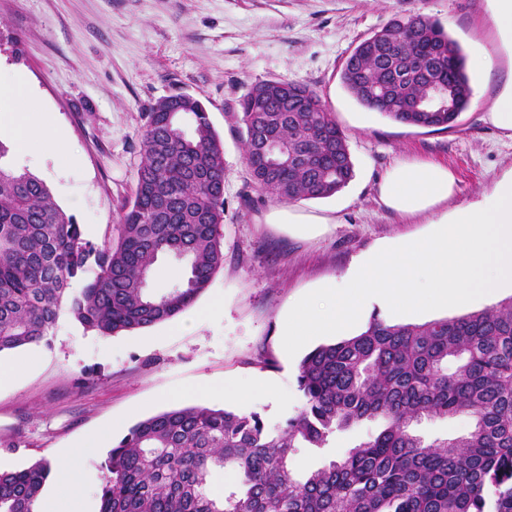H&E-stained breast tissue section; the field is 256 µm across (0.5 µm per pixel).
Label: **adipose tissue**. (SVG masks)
I'll use <instances>...</instances> for the list:
<instances>
[{
  "label": "adipose tissue",
  "mask_w": 512,
  "mask_h": 512,
  "mask_svg": "<svg viewBox=\"0 0 512 512\" xmlns=\"http://www.w3.org/2000/svg\"><path fill=\"white\" fill-rule=\"evenodd\" d=\"M15 144L27 152L31 143L40 141L47 152L55 154L60 142L51 131V118L45 112H16L11 118ZM456 193V177L443 165L405 160L394 165L378 184V199L397 214L416 217L433 214Z\"/></svg>",
  "instance_id": "1"
}]
</instances>
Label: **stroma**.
I'll return each mask as SVG.
<instances>
[{
  "label": "stroma",
  "mask_w": 512,
  "mask_h": 512,
  "mask_svg": "<svg viewBox=\"0 0 512 512\" xmlns=\"http://www.w3.org/2000/svg\"><path fill=\"white\" fill-rule=\"evenodd\" d=\"M437 19L465 58L488 56L470 72L472 98L455 128L397 123L361 105L341 81L355 45L394 15ZM21 73L29 97L5 111L50 113L66 150L80 163L44 153L11 152L10 165L37 175L84 238L107 246L131 199L142 161L143 114L157 100L188 93L201 100L224 145V267L197 298L220 305L197 321L181 313L114 336L85 331L60 315L49 342L6 353L16 372L0 386V470L46 457L78 477L72 493L47 481L43 500L70 498L77 512H100L101 464L129 427L187 406L257 412L270 429L301 405L300 357L282 332L289 305L380 247L427 235V218L384 208L377 185L398 161L448 166L455 204L480 199L512 172V136L488 119L512 64L499 49L486 0H0V75ZM306 84L344 131L352 180L335 195L298 201L305 212L335 211L319 233L269 223L280 209L252 183L244 159L238 102L260 81ZM234 380L258 385L243 399L211 394ZM382 421L337 433L328 447L298 449L304 473L377 435ZM96 446L82 455L74 448Z\"/></svg>",
  "instance_id": "stroma-1"
}]
</instances>
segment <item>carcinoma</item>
<instances>
[{
  "mask_svg": "<svg viewBox=\"0 0 512 512\" xmlns=\"http://www.w3.org/2000/svg\"><path fill=\"white\" fill-rule=\"evenodd\" d=\"M444 84L452 110L411 112L427 80ZM341 80L363 106L409 126L448 130L472 89L463 55L443 26L397 16L362 39ZM185 133L162 98L145 113L132 201L110 247L97 249L27 170L4 162L0 141V353L49 341L62 308L99 336L169 320L194 304L224 266V147L203 104L175 95ZM241 140L254 184L274 201L326 198L354 176L347 137L316 91L272 79L239 100ZM190 275L161 294L148 288L158 257ZM94 259L82 291L72 280ZM303 403L270 431L257 413L173 408L128 429L102 463L100 512H512V297L479 312L417 324L374 315L364 330L310 351L298 375ZM465 415L471 430L424 440L427 419ZM385 427L297 478L291 455L323 448L364 420ZM239 486L208 489L216 467ZM56 463L0 471V512H43Z\"/></svg>",
  "mask_w": 512,
  "mask_h": 512,
  "instance_id": "carcinoma-1",
  "label": "carcinoma"
}]
</instances>
